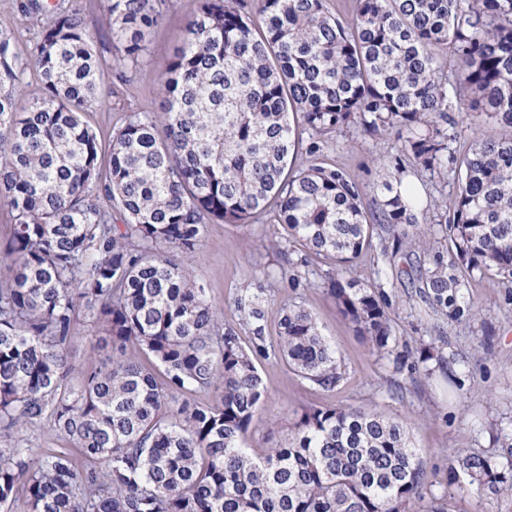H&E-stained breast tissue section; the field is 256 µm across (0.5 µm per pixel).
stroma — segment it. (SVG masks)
Masks as SVG:
<instances>
[{
    "mask_svg": "<svg viewBox=\"0 0 512 512\" xmlns=\"http://www.w3.org/2000/svg\"><path fill=\"white\" fill-rule=\"evenodd\" d=\"M198 6V0H174L126 81L105 74V104L94 105L83 115L102 144L110 143L129 113L160 112L156 79L179 47ZM318 160L345 171L370 204L383 198L386 186L402 185L414 196L413 212L419 217L444 211L458 187L456 174L442 179L417 170L401 154L391 131L370 136L344 129ZM418 230L415 224L383 230L381 242L352 271L359 281H376L387 298L399 347L408 353L401 365L355 336L325 288L326 267L319 258L310 257L308 264L298 266L297 280L281 277L282 260L271 244L284 237L285 230L275 215H268L263 224L211 221L189 266L229 323L240 319L237 297L245 289L264 287L270 341L278 339L281 303L304 305L341 363L343 377L332 391L302 380L277 357L260 363L268 396L247 433L252 453L284 442L289 423L308 406H361L411 426L431 489L447 491L450 512H512V497L476 491L464 472L449 470L454 450L494 452L491 427L512 428V284L469 277L464 298L471 308L470 321L458 324L440 317L420 290L427 257L410 244ZM488 333L493 336L489 344L484 341ZM424 349L442 355L446 368L425 376L418 361Z\"/></svg>",
    "mask_w": 512,
    "mask_h": 512,
    "instance_id": "1",
    "label": "stroma"
}]
</instances>
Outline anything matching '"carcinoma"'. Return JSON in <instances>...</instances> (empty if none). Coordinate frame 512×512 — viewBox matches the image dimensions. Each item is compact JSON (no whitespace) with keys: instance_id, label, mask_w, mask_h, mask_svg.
Returning a JSON list of instances; mask_svg holds the SVG:
<instances>
[{"instance_id":"obj_1","label":"carcinoma","mask_w":512,"mask_h":512,"mask_svg":"<svg viewBox=\"0 0 512 512\" xmlns=\"http://www.w3.org/2000/svg\"><path fill=\"white\" fill-rule=\"evenodd\" d=\"M172 0H101L112 62L81 12L28 0L38 26L21 58L0 32V201L13 222L0 274V510L28 512H448L428 488L409 426L352 406H314L288 442L259 457L245 438L267 388L257 363L279 356L332 391L336 351L312 313L279 310L266 336L261 294L224 322L184 263L210 220L261 223L278 211L288 241L330 265L326 284L356 335L394 354L374 285L348 275L378 224H413L412 195L387 188L371 211L345 172L314 156L336 131L395 128L404 154L448 176V89L458 109L493 119L455 159L459 189L437 222L423 294L452 321L470 314L465 277L512 281V0H199L158 79L164 119L132 112L102 149L82 115L102 102L104 70L124 79ZM452 62L447 68L441 61ZM41 80L14 111L26 74ZM308 143L312 159L288 166ZM107 165L100 176L101 165ZM107 350L73 378L66 346L79 319ZM213 391L204 403L190 397ZM47 424L71 448L43 451L23 430ZM497 455L453 463L479 490L512 495V433Z\"/></svg>"}]
</instances>
